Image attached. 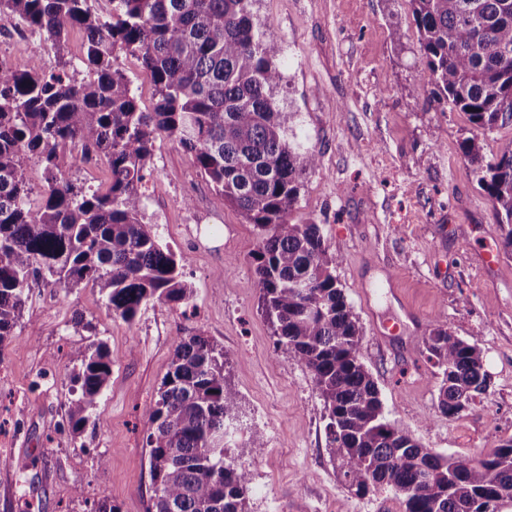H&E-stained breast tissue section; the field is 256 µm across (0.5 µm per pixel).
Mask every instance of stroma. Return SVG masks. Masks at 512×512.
Wrapping results in <instances>:
<instances>
[{"mask_svg": "<svg viewBox=\"0 0 512 512\" xmlns=\"http://www.w3.org/2000/svg\"><path fill=\"white\" fill-rule=\"evenodd\" d=\"M279 43L274 91L288 138L315 151L292 214L321 225L336 278L362 329L361 362L387 420L444 456L480 457L512 438V253L460 150L512 138V121L478 135L442 111L419 78L408 0H254ZM142 187L143 221L177 254L193 294L107 313L97 288L32 283L13 344L0 356V512H149L145 439L179 337L201 331L224 349L242 424L229 454L249 465V512H405L391 491L357 495L330 454L324 400L311 373L276 351L259 306L252 225L158 138ZM478 337L486 390L460 416L438 410L441 370L421 339L435 321ZM106 343L112 376L100 416L68 423L74 348Z\"/></svg>", "mask_w": 512, "mask_h": 512, "instance_id": "stroma-1", "label": "stroma"}]
</instances>
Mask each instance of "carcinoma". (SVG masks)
I'll return each instance as SVG.
<instances>
[{
	"label": "carcinoma",
	"instance_id": "carcinoma-1",
	"mask_svg": "<svg viewBox=\"0 0 512 512\" xmlns=\"http://www.w3.org/2000/svg\"><path fill=\"white\" fill-rule=\"evenodd\" d=\"M0 0V13L51 45L47 72L36 47L29 66L0 63V352L12 343L33 279L69 290L90 282L108 313L132 322L142 305L179 307L191 288L176 253L142 221L140 188L156 140L190 157L209 185L253 226L255 286L277 346L312 374L328 412L332 456L358 495L403 494L405 512H504L512 507V439L475 465L444 457L386 420L380 391L359 358L362 330L335 275L339 258L320 225L292 222L303 174L318 155L290 144V116L273 90L280 46L260 30L252 0ZM422 80L442 111L464 112L479 131L512 120V0H409ZM79 28L84 54L66 57ZM137 57L155 91L143 110L116 50ZM86 77L76 78L78 69ZM512 252V139L488 157L462 142ZM103 158L106 189L62 176V164ZM46 186L31 199L29 162ZM443 369L438 408L454 417L487 387L478 339L437 322L422 337ZM72 431L97 414L112 375L106 345L75 349ZM224 349L200 331L179 338L162 378L146 438L152 512H248L247 467L227 461L237 392Z\"/></svg>",
	"mask_w": 512,
	"mask_h": 512
}]
</instances>
